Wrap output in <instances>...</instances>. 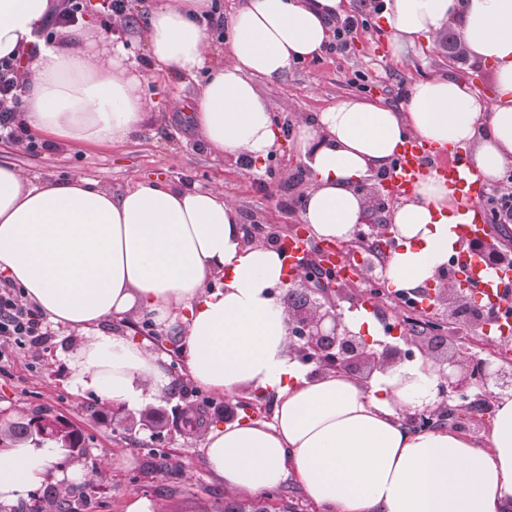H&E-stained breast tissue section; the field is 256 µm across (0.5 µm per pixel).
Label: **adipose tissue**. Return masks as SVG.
<instances>
[{
    "mask_svg": "<svg viewBox=\"0 0 512 512\" xmlns=\"http://www.w3.org/2000/svg\"><path fill=\"white\" fill-rule=\"evenodd\" d=\"M212 0H157L147 29L159 69L189 76L210 45L196 21ZM353 0H245L234 16L226 60L195 103L193 124L216 156L263 160L277 133L259 83L283 80L318 55L327 20ZM61 0H0V57L26 72L22 121L70 145H117L144 122L139 71L123 43L110 57L84 44L53 47L37 32ZM393 56L418 37L458 29L473 61L494 66L486 103L451 76L414 81L404 110L354 96L296 122V147L310 170L300 221L320 241L349 242L369 216L357 187L389 166L404 141L468 146L471 169L494 183L512 167V0H387ZM468 211L447 182L422 179L391 210L396 245L386 259L391 287L436 282L460 252L453 227ZM0 276L77 338L67 352L69 383L109 405H134L170 386L165 359L114 318L147 316L175 333L189 377L214 393L272 394V421L209 428L201 450L210 472L236 494L277 487L295 473L325 512H512V396L499 397L482 440L441 426L411 430L406 414L440 404L438 369L425 356L376 371L370 382L333 371L309 373L288 334L283 291L292 279L281 252L243 242L237 209L220 189H181L159 180L122 192L84 178L30 181L0 164ZM55 444L0 448V505L49 483L81 482Z\"/></svg>",
    "mask_w": 512,
    "mask_h": 512,
    "instance_id": "ef3b65f1",
    "label": "adipose tissue"
}]
</instances>
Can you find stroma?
I'll use <instances>...</instances> for the list:
<instances>
[{"label":"stroma","mask_w":512,"mask_h":512,"mask_svg":"<svg viewBox=\"0 0 512 512\" xmlns=\"http://www.w3.org/2000/svg\"><path fill=\"white\" fill-rule=\"evenodd\" d=\"M103 0H87V9L76 29L57 44L90 43L103 48L112 42V31L103 24ZM356 18L367 20L359 28L349 52L323 55L320 62L295 64L282 81L261 84L273 115L296 119L324 111L340 97L377 98L392 107L403 106V94L413 80L447 74L493 93V67L475 63L466 55L449 56L446 40L417 39L406 59L392 57L382 17L360 7ZM148 100L142 130L130 141L113 146H71L48 142L34 155L26 149L0 143V163H8L28 176L59 179L81 177L115 191L143 180H162L186 188L219 187L233 200L244 224H288L299 221L292 199L305 194L309 170L295 145L275 152L253 170L242 169L238 159L208 153L197 135L190 110L197 100L205 74L188 77L176 72L157 73L143 65ZM273 178H266V171ZM342 313L361 312L372 323L380 319L404 320L405 315L388 293L368 298L362 282L345 288L338 301ZM437 315L441 329L431 352L433 359L454 357L459 362L486 358L479 330L465 316L450 317L444 306L422 311V319ZM48 339L38 347H13L0 359V424L40 416L61 418L81 429L86 451L76 460L92 470L91 480L60 484V494L78 497L80 512H125L130 497L153 500L162 512H222L233 502L222 484L210 474L200 451L199 430H186L187 413L202 414L204 427L234 421L269 422L274 399L244 392L232 400L197 385L179 360H172L168 394L152 402L154 421L144 409L115 408V417L127 425L116 430L101 426L88 407L96 403L92 392L76 393L69 385L66 352L76 338L73 331L49 326Z\"/></svg>","instance_id":"obj_1"}]
</instances>
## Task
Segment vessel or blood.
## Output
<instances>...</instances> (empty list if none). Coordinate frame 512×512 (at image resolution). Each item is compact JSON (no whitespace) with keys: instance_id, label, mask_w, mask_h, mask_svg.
<instances>
[{"instance_id":"1","label":"vessel or blood","mask_w":512,"mask_h":512,"mask_svg":"<svg viewBox=\"0 0 512 512\" xmlns=\"http://www.w3.org/2000/svg\"><path fill=\"white\" fill-rule=\"evenodd\" d=\"M430 174L445 179L449 187L469 204L472 218L470 223L457 225L459 237L471 240L481 238L486 219L481 206L485 184L481 179L472 177L466 149L458 147L450 152L423 141L410 140L396 157L390 180L399 192L407 193ZM307 249L308 244L304 238L296 235L289 237L284 246L289 270H296L303 264ZM458 267L465 279L479 284L480 295L486 296L494 306L502 305L504 293L500 286L512 280V269L500 267L496 271H489L483 256L477 252L460 256Z\"/></svg>"}]
</instances>
